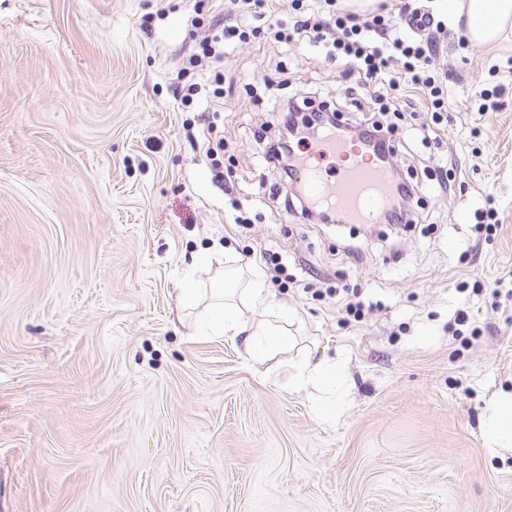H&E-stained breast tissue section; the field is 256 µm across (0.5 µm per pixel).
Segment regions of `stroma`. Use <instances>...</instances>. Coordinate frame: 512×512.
I'll list each match as a JSON object with an SVG mask.
<instances>
[{
    "mask_svg": "<svg viewBox=\"0 0 512 512\" xmlns=\"http://www.w3.org/2000/svg\"><path fill=\"white\" fill-rule=\"evenodd\" d=\"M413 4L443 23L448 126L402 156L418 223L369 228L284 215L253 137L277 136V100L335 104L318 48L227 47L214 160L175 87L229 0H0V512H512V454L482 437L512 391V35L476 47ZM498 84L499 111L468 110ZM488 205L499 227L476 229ZM202 249L227 270L281 255L288 356L340 359L335 418L277 360L199 332L180 297L187 271L210 284ZM336 287L379 307L354 321Z\"/></svg>",
    "mask_w": 512,
    "mask_h": 512,
    "instance_id": "1",
    "label": "stroma"
}]
</instances>
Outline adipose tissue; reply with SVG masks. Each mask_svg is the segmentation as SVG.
<instances>
[{
	"label": "adipose tissue",
	"mask_w": 512,
	"mask_h": 512,
	"mask_svg": "<svg viewBox=\"0 0 512 512\" xmlns=\"http://www.w3.org/2000/svg\"><path fill=\"white\" fill-rule=\"evenodd\" d=\"M444 6L452 19L463 20L476 45L494 44L506 28L512 27V0H444ZM181 306L199 310L214 333L239 338L248 358L256 363L270 361L296 344L286 326L270 321V290L263 270L255 265L232 275L215 270L206 291L194 278H187ZM285 377L289 387L297 391L311 384L328 390L335 383L336 363L331 359L317 364L292 362L286 366ZM483 436L491 450H512V393L491 400Z\"/></svg>",
	"instance_id": "ef3b65f1"
}]
</instances>
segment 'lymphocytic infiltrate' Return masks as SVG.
<instances>
[{"instance_id": "f902f5d3", "label": "lymphocytic infiltrate", "mask_w": 512, "mask_h": 512, "mask_svg": "<svg viewBox=\"0 0 512 512\" xmlns=\"http://www.w3.org/2000/svg\"><path fill=\"white\" fill-rule=\"evenodd\" d=\"M232 2L240 22L225 26L222 36L204 41L199 52L190 56V65L207 73L208 82L190 84L183 91L184 98L203 93L214 99L222 94L223 73L219 65L225 45L245 41L251 33L249 19H264L270 9L268 0ZM321 6V0H292L297 14L293 19L275 22L274 42L285 46L305 41L322 47L326 58L343 68L340 83L346 104L360 111L365 103L371 102L378 105L380 112L392 114L393 119L389 122L375 120L360 126L340 120L333 122L326 118L324 105L304 96H293L281 103L276 116L285 136L267 142L264 155L268 169L287 187L282 201L284 211L300 212L303 217L321 224H341L345 217L340 211L314 206L304 200L294 178L296 146L335 129L346 137H356L371 145L383 164L397 167L395 120L411 109L412 103L395 97L396 87L404 82L423 92L430 119L419 125L416 135L425 144L437 141L444 129L448 92L434 77L422 73L436 54L438 41L432 32L421 40L410 36L408 22L419 16L420 11L411 7L408 0H402L397 12L365 18L352 13L325 14Z\"/></svg>"}]
</instances>
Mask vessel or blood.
I'll return each instance as SVG.
<instances>
[{
  "label": "vessel or blood",
  "mask_w": 512,
  "mask_h": 512,
  "mask_svg": "<svg viewBox=\"0 0 512 512\" xmlns=\"http://www.w3.org/2000/svg\"><path fill=\"white\" fill-rule=\"evenodd\" d=\"M296 178L310 202L344 211L351 224L378 223L390 202V168L362 141L338 133L309 142Z\"/></svg>",
  "instance_id": "obj_1"
}]
</instances>
